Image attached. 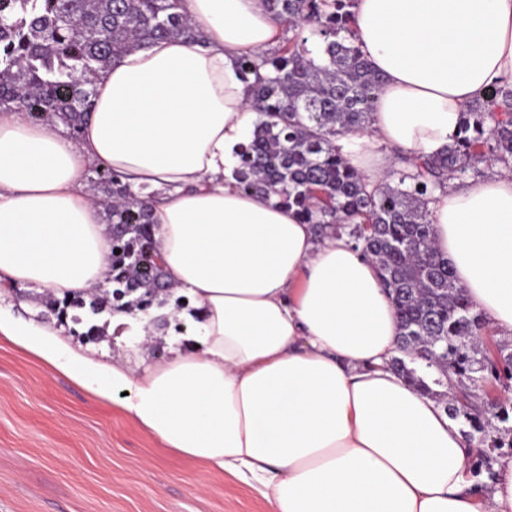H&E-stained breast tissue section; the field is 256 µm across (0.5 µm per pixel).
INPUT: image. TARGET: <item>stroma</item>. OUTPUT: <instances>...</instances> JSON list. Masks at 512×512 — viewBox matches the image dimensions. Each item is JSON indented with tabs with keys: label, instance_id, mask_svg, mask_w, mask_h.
Listing matches in <instances>:
<instances>
[{
	"label": "stroma",
	"instance_id": "obj_1",
	"mask_svg": "<svg viewBox=\"0 0 512 512\" xmlns=\"http://www.w3.org/2000/svg\"><path fill=\"white\" fill-rule=\"evenodd\" d=\"M51 292L0 280V307L58 322L66 337L117 351L90 306L59 316ZM0 512H268L233 475L180 457L119 401L92 396L0 339Z\"/></svg>",
	"mask_w": 512,
	"mask_h": 512
}]
</instances>
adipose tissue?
Wrapping results in <instances>:
<instances>
[{
  "instance_id": "ef3b65f1",
  "label": "adipose tissue",
  "mask_w": 512,
  "mask_h": 512,
  "mask_svg": "<svg viewBox=\"0 0 512 512\" xmlns=\"http://www.w3.org/2000/svg\"><path fill=\"white\" fill-rule=\"evenodd\" d=\"M198 41L162 38L96 76L78 139L0 107V275L56 297L112 264L91 169L151 197L153 237L182 307L168 359L103 361L62 328L0 311V339L93 395L126 393L135 425L180 456L256 485L269 512H512V455L478 474L458 421L389 366L399 335L375 266L317 238L233 174L257 115L239 68L284 29L263 0H180ZM354 32L381 76L372 131L336 145L369 181L390 151L430 155L462 112L512 86V0H358ZM438 252L485 329L512 338V172L428 203Z\"/></svg>"
}]
</instances>
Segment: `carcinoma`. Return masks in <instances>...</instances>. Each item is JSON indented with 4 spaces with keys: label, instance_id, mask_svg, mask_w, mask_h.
I'll return each mask as SVG.
<instances>
[{
    "label": "carcinoma",
    "instance_id": "1",
    "mask_svg": "<svg viewBox=\"0 0 512 512\" xmlns=\"http://www.w3.org/2000/svg\"><path fill=\"white\" fill-rule=\"evenodd\" d=\"M290 36L261 57L240 61L254 77L253 139L240 156L238 183L246 192L275 194L295 208L317 235L327 229L362 248L377 269L399 327V352L436 369L439 384L453 377L460 398L446 405L464 418V435L485 436L492 448H512V428L496 436L475 404L486 381L512 380V350L479 357L483 322L448 261L434 248L428 196L479 165L512 169V87H492L462 113L458 135L439 154L400 156L373 188L336 148V138L371 123L381 78L352 36L355 0H266ZM179 0H0V105H13L34 123H62L73 135L92 108L93 77L148 39L197 32L177 12ZM324 45L315 58L305 33ZM111 224L112 265L107 283L114 308L164 304L172 296L149 209L119 175L94 170ZM120 253H115V250ZM134 299L124 301L132 294ZM392 370L429 390L402 358ZM480 372L475 377L473 373Z\"/></svg>",
    "mask_w": 512,
    "mask_h": 512
}]
</instances>
